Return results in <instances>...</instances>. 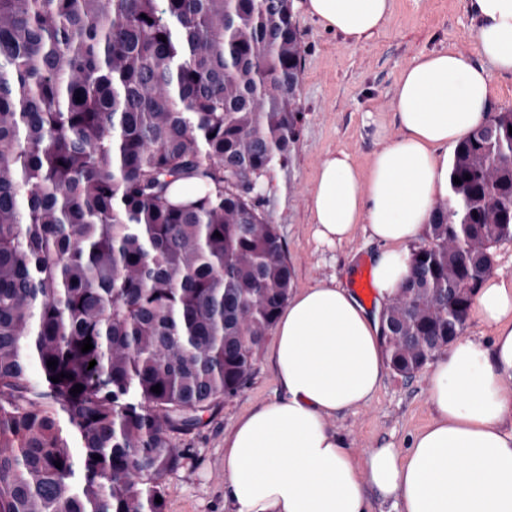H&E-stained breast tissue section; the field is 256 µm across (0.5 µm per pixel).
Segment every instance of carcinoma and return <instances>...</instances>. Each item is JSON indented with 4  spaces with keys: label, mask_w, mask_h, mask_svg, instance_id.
Listing matches in <instances>:
<instances>
[{
    "label": "carcinoma",
    "mask_w": 512,
    "mask_h": 512,
    "mask_svg": "<svg viewBox=\"0 0 512 512\" xmlns=\"http://www.w3.org/2000/svg\"><path fill=\"white\" fill-rule=\"evenodd\" d=\"M301 87L293 0H0V512H164L175 439L242 389L291 293L258 196ZM489 124L382 312L404 376L512 239V109Z\"/></svg>",
    "instance_id": "1"
}]
</instances>
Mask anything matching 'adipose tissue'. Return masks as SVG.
<instances>
[{"label": "adipose tissue", "instance_id": "ef3b65f1", "mask_svg": "<svg viewBox=\"0 0 512 512\" xmlns=\"http://www.w3.org/2000/svg\"><path fill=\"white\" fill-rule=\"evenodd\" d=\"M306 13L356 44L386 23L392 0H302ZM478 58L452 49L414 58L393 92L398 133L369 171L328 152L309 192L316 236L335 243L365 225L378 302L410 273L408 246L448 196V148L490 110L493 74H512V0H469ZM471 312L490 343L453 342L431 372V422L407 449L355 456L330 419L377 393L389 367L377 313L324 279L281 310L272 350L280 395L224 438L226 512H371L373 489L396 512H512V283L488 277Z\"/></svg>", "mask_w": 512, "mask_h": 512}]
</instances>
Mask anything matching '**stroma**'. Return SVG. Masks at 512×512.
I'll return each mask as SVG.
<instances>
[{"mask_svg": "<svg viewBox=\"0 0 512 512\" xmlns=\"http://www.w3.org/2000/svg\"><path fill=\"white\" fill-rule=\"evenodd\" d=\"M294 20L303 49L302 120L289 159L263 178L260 208L282 237L294 287L333 277L350 288L361 260L375 246L361 226L336 245L315 238L309 190L316 170L327 152L338 149L348 152L360 169H369L379 143L371 115L384 120L387 135L397 133L393 88L401 70L413 58L441 49L477 57V22L468 0H393L384 27L353 44L302 7H295ZM430 373L426 367L408 378L388 371L365 406L332 419L331 427L358 456L383 445L408 448L433 416ZM277 396L265 346L245 387L207 413L203 426L178 438L183 459L165 479L164 512H225L224 436L240 416Z\"/></svg>", "mask_w": 512, "mask_h": 512, "instance_id": "1", "label": "stroma"}]
</instances>
